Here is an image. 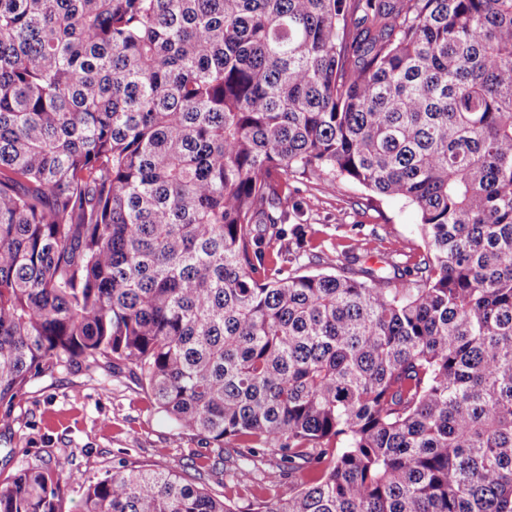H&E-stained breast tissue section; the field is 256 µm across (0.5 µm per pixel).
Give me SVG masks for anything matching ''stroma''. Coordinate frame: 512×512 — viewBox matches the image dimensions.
I'll list each match as a JSON object with an SVG mask.
<instances>
[{
  "mask_svg": "<svg viewBox=\"0 0 512 512\" xmlns=\"http://www.w3.org/2000/svg\"><path fill=\"white\" fill-rule=\"evenodd\" d=\"M364 189L343 182L340 190L300 186L294 224L310 225L322 249L320 268L334 270L335 245L354 234L367 256L382 258L421 242L416 209L386 199L379 211L365 209ZM208 449L160 412L150 394L128 370L73 362L33 379L8 405H0V479L26 468L67 463L80 475L61 501V512H77L82 480L142 465L168 469L194 479L216 497H230L237 512H249L252 499L227 495L236 455L223 470L205 468Z\"/></svg>",
  "mask_w": 512,
  "mask_h": 512,
  "instance_id": "obj_1",
  "label": "stroma"
}]
</instances>
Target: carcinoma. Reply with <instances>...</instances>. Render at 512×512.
Returning a JSON list of instances; mask_svg holds the SVG:
<instances>
[{
	"label": "carcinoma",
	"mask_w": 512,
	"mask_h": 512,
	"mask_svg": "<svg viewBox=\"0 0 512 512\" xmlns=\"http://www.w3.org/2000/svg\"><path fill=\"white\" fill-rule=\"evenodd\" d=\"M340 180L423 248L309 270L291 183ZM74 360L279 457L254 512H512V0H0V402ZM79 512L235 510L141 468Z\"/></svg>",
	"instance_id": "carcinoma-1"
}]
</instances>
